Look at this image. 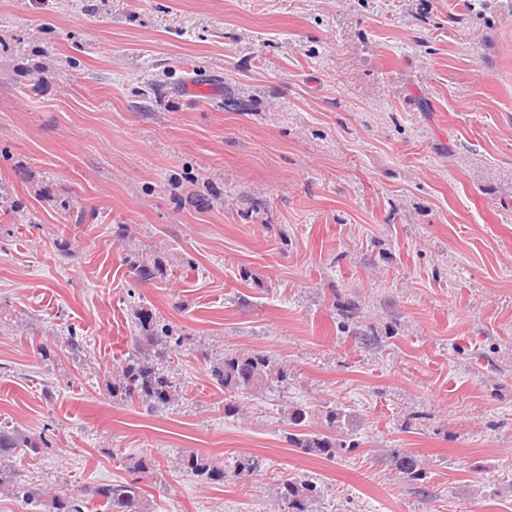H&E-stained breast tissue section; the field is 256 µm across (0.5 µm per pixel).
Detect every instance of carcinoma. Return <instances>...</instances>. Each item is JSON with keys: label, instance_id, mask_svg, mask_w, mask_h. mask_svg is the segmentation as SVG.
I'll list each match as a JSON object with an SVG mask.
<instances>
[{"label": "carcinoma", "instance_id": "carcinoma-1", "mask_svg": "<svg viewBox=\"0 0 512 512\" xmlns=\"http://www.w3.org/2000/svg\"><path fill=\"white\" fill-rule=\"evenodd\" d=\"M139 279L148 281L159 276L158 266L149 258L129 261ZM136 333L132 337L133 351L116 366L112 378V399L123 403H139L156 411L179 396L177 379L171 371L173 353L182 347L184 336L151 310L142 308L135 313ZM209 372L216 386L229 392L224 398V414L240 412V397L249 391L269 385L288 383V365L266 353L232 354L209 360ZM310 413L301 406L290 408L288 423L295 431L286 440L308 454L333 459L345 448L332 432L343 415L331 410L324 415L328 432L307 430ZM28 448L36 453L40 445L16 429L0 427V490L22 498L32 512H152L150 499L137 481H115L76 492L60 489L41 492L17 478L12 465L16 450ZM181 467L205 484L224 481V470L207 458L190 455L181 459ZM396 469L406 481L420 479L422 472L410 455L396 457ZM317 495V485L308 480L286 478L279 483V498L288 512H309V503Z\"/></svg>", "mask_w": 512, "mask_h": 512}]
</instances>
